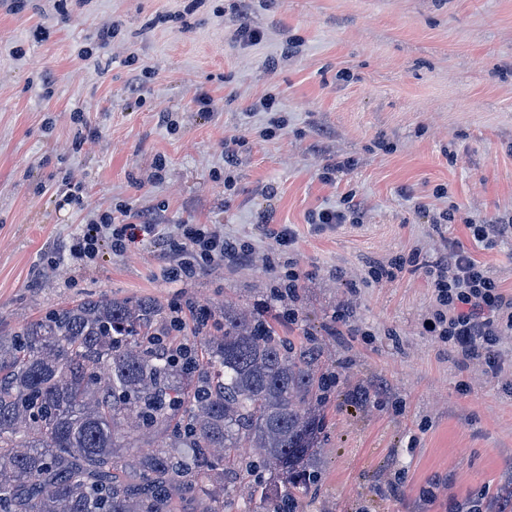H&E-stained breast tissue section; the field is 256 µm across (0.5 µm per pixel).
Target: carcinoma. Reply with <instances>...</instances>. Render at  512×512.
Listing matches in <instances>:
<instances>
[{
	"label": "carcinoma",
	"mask_w": 512,
	"mask_h": 512,
	"mask_svg": "<svg viewBox=\"0 0 512 512\" xmlns=\"http://www.w3.org/2000/svg\"><path fill=\"white\" fill-rule=\"evenodd\" d=\"M152 298H84L0 336V512H296L317 481L319 351L266 319L175 336ZM248 448L250 454H237Z\"/></svg>",
	"instance_id": "carcinoma-1"
}]
</instances>
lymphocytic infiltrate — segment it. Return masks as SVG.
<instances>
[{
  "label": "lymphocytic infiltrate",
  "mask_w": 512,
  "mask_h": 512,
  "mask_svg": "<svg viewBox=\"0 0 512 512\" xmlns=\"http://www.w3.org/2000/svg\"><path fill=\"white\" fill-rule=\"evenodd\" d=\"M127 212V207H120L118 214L106 215L101 223L90 225L74 238L71 256L91 263L103 240H110L113 250L121 251L138 234H158L157 225L125 222ZM181 237L190 258L166 268V276L174 280L190 279L198 266L243 253L235 241L207 224L182 225ZM427 276L436 301L431 331L464 357L481 361L488 373L497 374L501 369L502 338L512 331V294L504 293L485 264L455 243L450 244L444 261L429 267Z\"/></svg>",
  "instance_id": "obj_1"
}]
</instances>
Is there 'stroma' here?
<instances>
[{"label": "stroma", "mask_w": 512, "mask_h": 512, "mask_svg": "<svg viewBox=\"0 0 512 512\" xmlns=\"http://www.w3.org/2000/svg\"><path fill=\"white\" fill-rule=\"evenodd\" d=\"M235 6L0 8V331L104 294L180 305L186 334L195 307H263L320 348L328 378L319 480L299 512H512V360L494 377L430 333L425 273L449 243L471 247L465 218L512 221V0H255L251 44L230 38ZM113 23L118 36L95 48ZM269 95L288 120L270 134L250 109ZM343 160L346 173L321 180ZM71 184L81 201L66 200ZM350 195L360 223L315 228ZM124 205L159 236L74 262L71 239ZM265 215L294 229L295 250L267 235ZM183 224L248 244L251 260L165 278ZM395 262L396 278L371 277Z\"/></svg>", "instance_id": "stroma-1"}]
</instances>
